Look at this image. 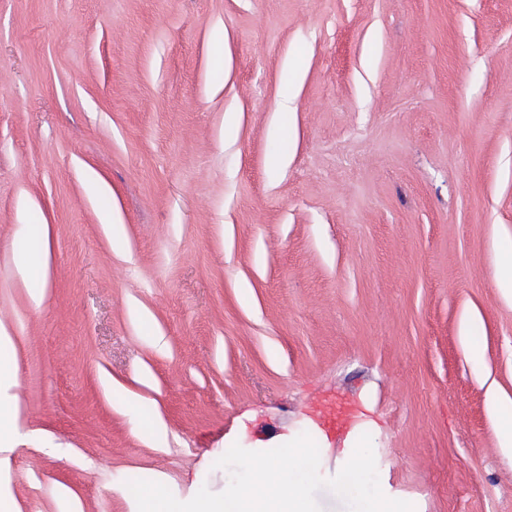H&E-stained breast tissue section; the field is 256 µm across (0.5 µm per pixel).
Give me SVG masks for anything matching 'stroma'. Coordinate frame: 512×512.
<instances>
[{"label":"stroma","mask_w":512,"mask_h":512,"mask_svg":"<svg viewBox=\"0 0 512 512\" xmlns=\"http://www.w3.org/2000/svg\"><path fill=\"white\" fill-rule=\"evenodd\" d=\"M23 223L47 229L38 309L15 265ZM499 246L512 0H0V329L19 413L0 512H61L63 484L82 512H138L134 475L219 493L232 445L303 433L322 478L367 434L387 497L512 512L487 407L494 384L512 412ZM103 374L163 437L133 432ZM99 218L105 234L112 239L113 245L120 244L123 240V227L120 213L112 206L102 211L99 214ZM16 376L15 350L6 333L0 331V388L10 385Z\"/></svg>","instance_id":"35a3bbf8"}]
</instances>
